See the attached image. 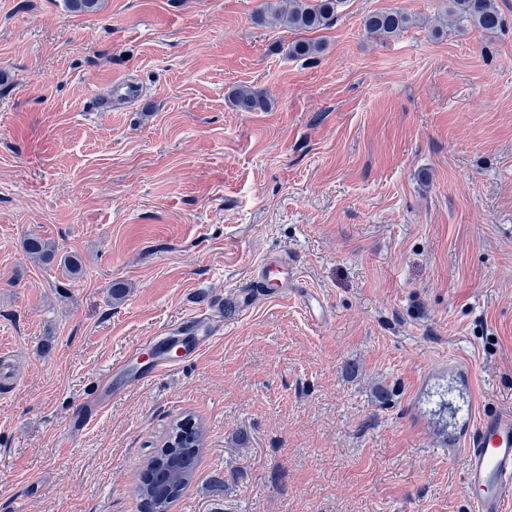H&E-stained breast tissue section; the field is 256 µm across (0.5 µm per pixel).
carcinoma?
I'll return each mask as SVG.
<instances>
[{
    "instance_id": "1",
    "label": "carcinoma",
    "mask_w": 512,
    "mask_h": 512,
    "mask_svg": "<svg viewBox=\"0 0 512 512\" xmlns=\"http://www.w3.org/2000/svg\"><path fill=\"white\" fill-rule=\"evenodd\" d=\"M448 15L458 24H467L482 31L494 32L503 25V17L496 0H448ZM343 0H267L258 21L289 29L310 32L329 24ZM411 17L400 10L374 13L364 20V29L372 37L384 40L403 32ZM322 50V44L300 39L288 46V53L296 58L313 57ZM229 103L237 109L252 112L265 111L267 100L247 86H237L228 93ZM25 252L42 263H50L56 255L55 245L40 237L24 242ZM186 434L183 447L170 453L160 449L150 458L140 476L138 494L141 508L148 512H162L168 501L177 499L193 481L196 473L203 430L196 426Z\"/></svg>"
}]
</instances>
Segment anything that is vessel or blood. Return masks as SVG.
<instances>
[{"label": "vessel or blood", "mask_w": 512, "mask_h": 512, "mask_svg": "<svg viewBox=\"0 0 512 512\" xmlns=\"http://www.w3.org/2000/svg\"><path fill=\"white\" fill-rule=\"evenodd\" d=\"M294 281V263L283 253L267 255L254 269L248 290L238 294L240 308H250L257 296L287 295ZM215 337L209 318L197 316L180 331L146 340L155 353L150 367L140 361V347H133L112 368L106 387L112 394L129 391L160 372L198 355ZM436 374H451L465 390H472L468 365L451 359L440 363ZM440 444L462 454L463 483L474 512H504L512 502V410L494 409L461 415L450 433L440 436Z\"/></svg>", "instance_id": "b4317fda"}]
</instances>
